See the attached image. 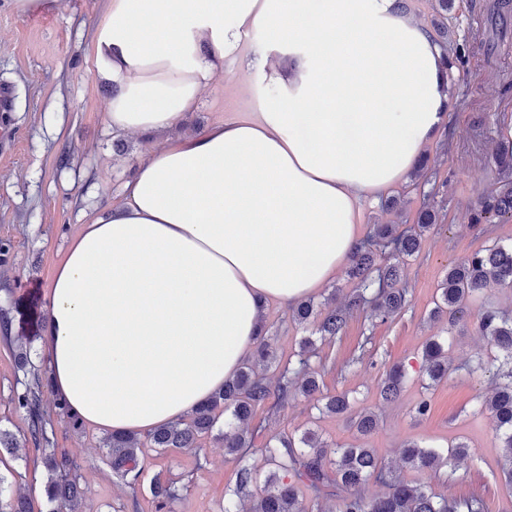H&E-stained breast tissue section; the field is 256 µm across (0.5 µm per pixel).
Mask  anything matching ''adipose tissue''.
<instances>
[{
    "instance_id": "1",
    "label": "adipose tissue",
    "mask_w": 512,
    "mask_h": 512,
    "mask_svg": "<svg viewBox=\"0 0 512 512\" xmlns=\"http://www.w3.org/2000/svg\"><path fill=\"white\" fill-rule=\"evenodd\" d=\"M249 36L254 116L141 158L54 271L44 356L92 426L147 432L221 391L266 305L341 270L363 201L405 180L453 106L440 46L396 0H107L108 125L174 127Z\"/></svg>"
}]
</instances>
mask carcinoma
<instances>
[{
	"mask_svg": "<svg viewBox=\"0 0 512 512\" xmlns=\"http://www.w3.org/2000/svg\"><path fill=\"white\" fill-rule=\"evenodd\" d=\"M436 35L441 48L451 53L450 58L443 60V68L454 85L458 81L454 70L463 63V57L458 47L448 45V27L436 28ZM494 164L498 174L496 188L470 209L469 222L475 226L512 218V141L498 144ZM438 220V210L429 204L418 212L415 224L402 232L394 231L390 224L374 225L372 234L349 258L347 275L356 281V288L345 301L340 305L333 297L323 303L301 301L292 309V319L305 328L315 325L322 339L333 340L355 311L366 309L371 318L381 320L401 311L408 302L407 289L401 287L405 259L419 251L422 237ZM491 285L512 291V245L496 244L451 265L440 285V302L435 304L430 317H446L448 323L455 324L464 306ZM476 329L496 352L498 382L492 395L480 403V409L489 414L501 441V470L506 483L512 486V315L487 303L479 313ZM4 341L15 345L19 367L24 371V380L13 390L12 403L26 417L27 440L42 452V464L47 471L43 492L48 512L72 510L83 491L72 474L74 464L57 457V449L50 447L47 405H53L57 414L77 424L80 420L71 413L66 401L49 399L48 370L33 364L27 345L9 336ZM314 346L313 337H304L297 361L275 366V353L265 326H260L253 353L233 377L224 381V389L192 411L186 420L160 425L144 436L134 432L108 435L105 447L112 471L125 485L136 488L144 479V467L138 459L141 448H197L200 440L212 434L222 417L227 426L224 452L236 462L234 486L224 491V512H233L236 503L245 499L249 500L247 512H305L299 499L302 486L309 489L316 501L336 496V488H341L345 495L339 497L334 512H486V502L480 496L459 501L438 497L423 484L401 480L372 449L351 445L331 450L309 430L294 429L267 441L262 453L272 470L260 477L249 457L250 424L254 421L255 428L263 427L264 419L258 413L265 409L271 397L286 402L298 395L319 394L329 413L341 415L351 408L344 394H321L317 373L310 366ZM424 357L430 384L448 378L451 367L441 337L433 336L426 342ZM271 369L276 372L273 383L266 376ZM404 378L403 370L398 367L386 374L381 382V398L395 399ZM351 422L361 436L371 434L377 426L376 415L369 410L360 412ZM400 454L404 463L416 469L436 471L456 466L468 454V446L459 442L440 449L411 441L403 445ZM6 482V477L0 474V512H31L26 497L3 495ZM260 482L262 489L253 493L252 488ZM370 483L386 487L385 493L367 496L364 488ZM149 491L155 512H175L180 499L177 481L159 472L151 478Z\"/></svg>",
	"mask_w": 512,
	"mask_h": 512,
	"instance_id": "1",
	"label": "carcinoma"
}]
</instances>
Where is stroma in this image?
Listing matches in <instances>:
<instances>
[{
    "label": "stroma",
    "mask_w": 512,
    "mask_h": 512,
    "mask_svg": "<svg viewBox=\"0 0 512 512\" xmlns=\"http://www.w3.org/2000/svg\"><path fill=\"white\" fill-rule=\"evenodd\" d=\"M491 0H456L448 29L469 57L460 70L464 102L454 105L446 127L427 152V180L406 178L392 189L404 200L403 216L383 210L379 200L362 204L361 234L373 225L413 224L427 191H435L440 221L422 238L418 257L405 262L403 285L410 303L402 313L371 321L365 311L351 314L334 342L322 343L312 357L324 391L349 392L354 412L370 410L378 426L360 437L349 415L319 413L313 400L300 397L279 406L256 434L251 461L260 473L269 467L260 453L274 436L297 428L316 432L328 443H365L410 483H423L433 493L455 499L482 496L488 512H512V490L500 479L501 450L491 419L479 409L490 395L495 369L491 352L476 332L481 302L468 304L455 326L431 321L429 311L450 264L499 243L512 245V220L471 228L467 210L494 189L492 153L499 140L512 136V92H503L490 68L512 74V49L487 60L476 38V19ZM105 0H61L58 10L21 15L11 0H0V85L10 87L12 106L0 112V318L9 333L30 337V356L44 365L49 286L57 265L81 230L100 212L121 204L124 188L138 158L169 137H190L220 120L243 118L257 109L249 86L246 58L226 61L224 73L204 93L196 110L172 131L120 134L105 119L112 86L98 72L91 52L94 27ZM278 360L294 356L305 331L288 308L269 304L264 313ZM448 341L453 370L447 381L422 386V349L429 337ZM487 366L472 371L476 360ZM403 365L408 379L392 402L381 400L379 384L393 365ZM21 373L10 347L0 341V426L21 437L23 413L10 402ZM429 397L431 410L415 418L413 407ZM55 448L79 467L84 497L75 512H154L147 486L131 489L113 473L103 442L107 430L70 420L52 419ZM408 439L426 447L445 448L467 442L469 454L455 471L423 472L399 460ZM35 447L23 441L15 453L0 455V474L8 492L26 494L32 512H45L44 469ZM145 478L162 473L177 479L182 498L176 512H224V488L234 484L235 461L224 454L219 436L200 447L143 448Z\"/></svg>",
    "instance_id": "obj_1"
}]
</instances>
